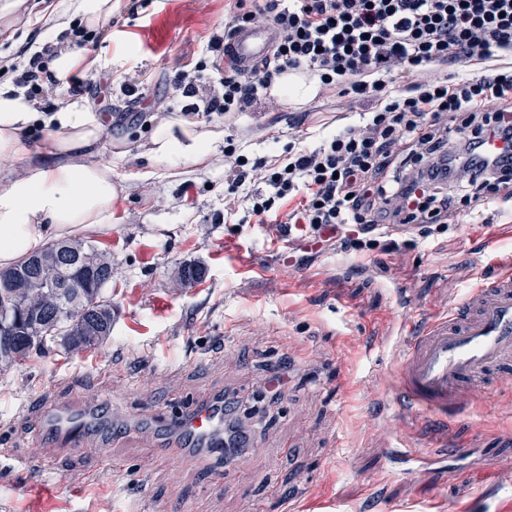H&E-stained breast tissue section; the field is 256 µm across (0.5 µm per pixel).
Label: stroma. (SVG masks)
<instances>
[{"label":"stroma","mask_w":512,"mask_h":512,"mask_svg":"<svg viewBox=\"0 0 512 512\" xmlns=\"http://www.w3.org/2000/svg\"><path fill=\"white\" fill-rule=\"evenodd\" d=\"M64 2L24 0L0 26V57L55 41ZM232 7L122 0L103 37L84 44L74 78H105L113 112L132 109L122 76L142 70L148 92L171 85L184 66L211 59L209 35ZM280 104L232 127L207 123L216 140L200 164L149 160L158 113L100 141L118 186L112 221L78 236L112 260V335L0 369V444L29 462L0 464V512H494V494H512V381L458 416L415 477L401 474L398 452L429 428L407 439L388 430L406 414L394 389L403 310L423 319L448 311L511 265L512 211H460L444 232L400 239L393 254L329 249L297 264L253 217L224 215L227 139L256 157L280 155L317 144L344 109L334 95ZM292 112L307 113L305 125L289 129ZM185 263L205 270L189 288L175 279ZM276 370L285 385L274 399L266 382ZM224 397L251 415L249 448L221 480L210 458L172 471L160 449L177 426L148 412ZM49 406L81 410L87 440L58 450L46 471ZM119 429L129 433L121 443ZM112 458L122 469L109 468ZM480 470L493 491L485 499L472 479Z\"/></svg>","instance_id":"stroma-1"}]
</instances>
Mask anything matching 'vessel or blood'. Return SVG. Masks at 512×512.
I'll list each match as a JSON object with an SVG mask.
<instances>
[{"instance_id": "vessel-or-blood-1", "label": "vessel or blood", "mask_w": 512, "mask_h": 512, "mask_svg": "<svg viewBox=\"0 0 512 512\" xmlns=\"http://www.w3.org/2000/svg\"><path fill=\"white\" fill-rule=\"evenodd\" d=\"M278 39L265 24L239 27L232 40L236 63L250 72L267 57ZM512 378V268L474 289L462 307L433 317L417 333L406 332L395 390L411 406L409 419L397 420L394 432L419 425L426 417L447 421L476 399L490 396L493 385ZM56 441L80 447L86 437L79 413L60 410L55 416ZM182 436L164 447L181 464L191 459L186 435L208 440L212 454L222 452L219 404L195 405L180 421Z\"/></svg>"}]
</instances>
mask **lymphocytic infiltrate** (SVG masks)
<instances>
[{"instance_id":"1","label":"lymphocytic infiltrate","mask_w":512,"mask_h":512,"mask_svg":"<svg viewBox=\"0 0 512 512\" xmlns=\"http://www.w3.org/2000/svg\"><path fill=\"white\" fill-rule=\"evenodd\" d=\"M270 24L280 34L271 57L252 74L239 71L230 51L234 30ZM208 47L218 83H204L200 66L182 69L174 90L142 93L138 76L123 88L139 109L168 112L174 95L183 116L199 122L241 112H273L269 90L285 73L316 78L319 91L362 103L339 113L336 131L313 147L274 157H249L234 141L224 145V212L246 211L260 224H284L308 247L337 240L358 252L398 244L400 227L421 237L444 231L460 205L512 201V69L487 61L512 53V0H234L223 30ZM44 56L20 49L0 70L14 74L31 96L45 95ZM484 65L483 74L451 81L442 70ZM407 83L399 94L390 78ZM506 143L491 154L488 139ZM407 177H392L393 165ZM466 179L465 194L441 186Z\"/></svg>"}]
</instances>
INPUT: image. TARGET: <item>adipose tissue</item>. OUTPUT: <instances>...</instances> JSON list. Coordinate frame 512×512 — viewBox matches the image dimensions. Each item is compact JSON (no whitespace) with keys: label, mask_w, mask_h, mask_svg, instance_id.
<instances>
[{"label":"adipose tissue","mask_w":512,"mask_h":512,"mask_svg":"<svg viewBox=\"0 0 512 512\" xmlns=\"http://www.w3.org/2000/svg\"><path fill=\"white\" fill-rule=\"evenodd\" d=\"M108 124L77 101L52 112L33 111L23 93L0 83V162L33 155L34 127L50 132L49 162L30 164L17 176H0V270L40 252L48 242L112 221L117 185L111 160L77 163L71 154L93 151ZM213 133L180 118L160 122L151 136L153 159L197 163L212 150Z\"/></svg>","instance_id":"ef3b65f1"}]
</instances>
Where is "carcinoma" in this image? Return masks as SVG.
I'll list each match as a JSON object with an SVG mask.
<instances>
[{
  "mask_svg": "<svg viewBox=\"0 0 512 512\" xmlns=\"http://www.w3.org/2000/svg\"><path fill=\"white\" fill-rule=\"evenodd\" d=\"M66 249L71 257L67 274L56 269V254ZM38 270L21 276L10 288H0V324L11 323L17 332L0 343V363L22 364L52 345L81 351L105 343L112 333V260L92 242L68 239L36 254ZM182 286L202 279V269L185 264L178 271Z\"/></svg>",
  "mask_w": 512,
  "mask_h": 512,
  "instance_id": "obj_1",
  "label": "carcinoma"
}]
</instances>
